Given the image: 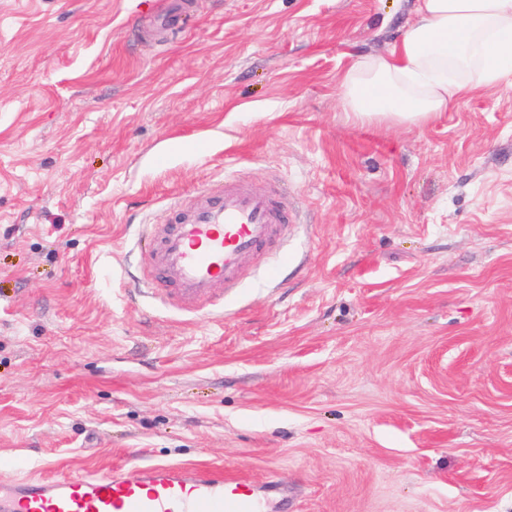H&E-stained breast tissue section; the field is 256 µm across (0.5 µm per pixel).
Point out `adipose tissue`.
Instances as JSON below:
<instances>
[{
    "label": "adipose tissue",
    "mask_w": 512,
    "mask_h": 512,
    "mask_svg": "<svg viewBox=\"0 0 512 512\" xmlns=\"http://www.w3.org/2000/svg\"><path fill=\"white\" fill-rule=\"evenodd\" d=\"M415 13L387 52L343 75L358 120L422 126L453 100L512 85V0H417Z\"/></svg>",
    "instance_id": "ef3b65f1"
}]
</instances>
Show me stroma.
Masks as SVG:
<instances>
[{
    "instance_id": "1",
    "label": "stroma",
    "mask_w": 512,
    "mask_h": 512,
    "mask_svg": "<svg viewBox=\"0 0 512 512\" xmlns=\"http://www.w3.org/2000/svg\"><path fill=\"white\" fill-rule=\"evenodd\" d=\"M0 0V462L215 463L263 512H512V90L363 124L415 0ZM300 232L224 317L132 291L227 168Z\"/></svg>"
}]
</instances>
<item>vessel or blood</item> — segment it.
<instances>
[{"instance_id":"vessel-or-blood-1","label":"vessel or blood","mask_w":512,"mask_h":512,"mask_svg":"<svg viewBox=\"0 0 512 512\" xmlns=\"http://www.w3.org/2000/svg\"><path fill=\"white\" fill-rule=\"evenodd\" d=\"M295 229L280 191L225 176L174 201L168 222L152 225L144 282L174 287V305L197 308L235 287L261 251ZM0 512H257V496L220 466L130 462L86 475L0 472Z\"/></svg>"}]
</instances>
